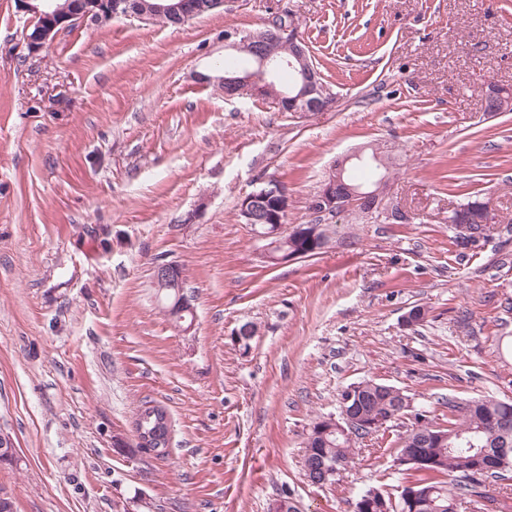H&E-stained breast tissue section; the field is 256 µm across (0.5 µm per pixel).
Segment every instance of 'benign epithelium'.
<instances>
[{"instance_id": "obj_1", "label": "benign epithelium", "mask_w": 512, "mask_h": 512, "mask_svg": "<svg viewBox=\"0 0 512 512\" xmlns=\"http://www.w3.org/2000/svg\"><path fill=\"white\" fill-rule=\"evenodd\" d=\"M235 0H210L204 6L197 0H15L18 11L30 16V26L24 36L28 53L36 54L50 43L57 33L79 22H94L105 12L113 16H136L141 19L190 21L206 8L222 11ZM288 43V55L280 53V45ZM224 47L245 56L250 65L224 70L219 84L224 87L227 99L253 97L271 98L278 107L288 106L290 112H319L335 103V98L316 81L313 64L295 28L288 23H278L273 28L244 34L237 29L224 30ZM285 68L296 73V86L289 91L274 92L278 74ZM363 158L361 153L344 155L336 159L328 177L310 202L311 219L306 224L288 226L290 210L288 190L278 180L268 178L243 196L238 204L242 223L252 226L255 235L266 241L264 258L277 264L297 259L296 252L303 240H308L314 251L319 252L327 240L318 238L320 225L343 215L357 220L383 218L391 224H407L411 217L400 207L384 206L390 187L388 177L382 175L368 187L345 181L347 165ZM154 283L159 288L183 287V272L179 265L168 262L154 268ZM339 417L330 416L320 422L319 429L336 431L350 438L355 437V427L360 425L357 413L359 397L351 387L341 391ZM509 443L491 453L482 451L475 461L478 469L493 470L498 458L509 454ZM308 481L316 486L329 484L336 476L337 466L320 467V479H315L312 469L304 466Z\"/></svg>"}]
</instances>
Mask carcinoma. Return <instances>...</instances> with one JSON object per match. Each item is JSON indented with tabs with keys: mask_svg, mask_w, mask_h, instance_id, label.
<instances>
[{
	"mask_svg": "<svg viewBox=\"0 0 512 512\" xmlns=\"http://www.w3.org/2000/svg\"><path fill=\"white\" fill-rule=\"evenodd\" d=\"M478 202L477 198L469 200L448 211L451 244L461 254L470 250L474 233L483 226ZM365 384L366 389L360 394L363 421L371 423L387 419L402 402V397L394 394L385 383L367 380ZM134 425L140 437L153 436L156 430L154 408L141 407ZM434 433L446 436L447 443L440 449L438 466L422 472V476L415 480L419 492L417 498L408 503L399 492L372 487L358 496L360 501L368 498L370 509L367 512H455V502L463 495L483 496L480 488L485 486L486 479L512 470L511 457L499 469L477 477L466 476V470L473 465L475 449L493 451L505 441L512 444L511 402L491 396L475 397L461 403L450 399L448 421L444 425L417 411L410 425L397 434L396 456H412V450L419 448ZM356 443L357 439L336 433L323 436L314 422L304 442L303 457L312 463L335 464L341 474L353 463Z\"/></svg>",
	"mask_w": 512,
	"mask_h": 512,
	"instance_id": "obj_1",
	"label": "carcinoma"
}]
</instances>
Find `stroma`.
I'll return each instance as SVG.
<instances>
[{
    "mask_svg": "<svg viewBox=\"0 0 512 512\" xmlns=\"http://www.w3.org/2000/svg\"><path fill=\"white\" fill-rule=\"evenodd\" d=\"M292 15L337 102L283 112L225 99L224 31ZM28 15L0 0V466L16 512H353L370 487L417 479L398 427L316 487L303 442L373 379L438 417L448 399L512 400V0H236L174 28L85 22L28 54ZM373 144L398 165L408 224L336 220L324 249L278 265L238 217L258 177L288 189L289 224L337 156ZM490 202L463 258L448 206ZM180 265L195 319L153 285ZM415 305L423 325L404 327ZM255 329L248 345L234 333ZM172 421L169 453L136 446L142 404Z\"/></svg>",
    "mask_w": 512,
    "mask_h": 512,
    "instance_id": "1",
    "label": "stroma"
}]
</instances>
